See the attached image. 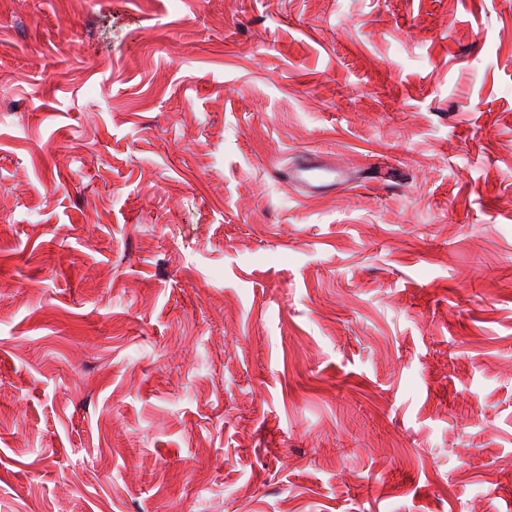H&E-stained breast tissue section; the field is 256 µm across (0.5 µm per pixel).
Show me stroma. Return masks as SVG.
I'll list each match as a JSON object with an SVG mask.
<instances>
[{
	"instance_id": "stroma-1",
	"label": "stroma",
	"mask_w": 512,
	"mask_h": 512,
	"mask_svg": "<svg viewBox=\"0 0 512 512\" xmlns=\"http://www.w3.org/2000/svg\"><path fill=\"white\" fill-rule=\"evenodd\" d=\"M0 512H512V0H0ZM289 184L300 190L305 197H317L339 186H347L353 180L350 171L336 167L323 155L306 152L297 164L277 173Z\"/></svg>"
}]
</instances>
